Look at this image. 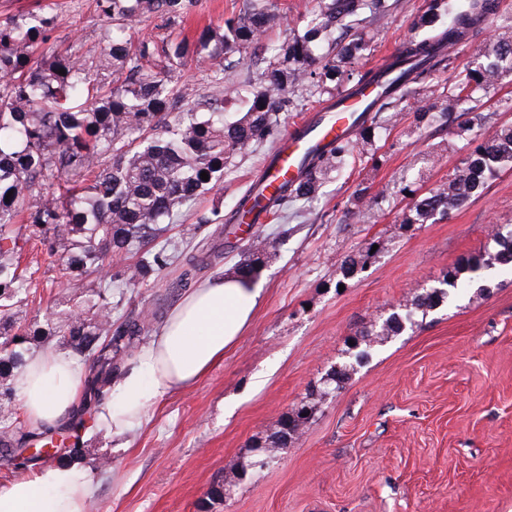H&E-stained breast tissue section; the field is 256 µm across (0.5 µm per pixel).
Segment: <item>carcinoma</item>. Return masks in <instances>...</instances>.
<instances>
[{
    "instance_id": "obj_1",
    "label": "carcinoma",
    "mask_w": 512,
    "mask_h": 512,
    "mask_svg": "<svg viewBox=\"0 0 512 512\" xmlns=\"http://www.w3.org/2000/svg\"><path fill=\"white\" fill-rule=\"evenodd\" d=\"M398 0H314L293 37L271 45L264 35L277 16L269 0H243L240 12L224 26L206 28L192 42L147 38L131 46L126 28L150 15L173 22L187 12L189 0H97L106 20L97 45L82 58L63 56L46 67L34 64V44L50 21L31 14L0 22V467L16 477L34 465L16 462L18 451L33 443L58 440L60 455L83 456L85 417H95L106 402L112 380L132 356L137 336L161 318L160 309L133 318L121 315L124 288L145 283L171 266L180 273L172 283L185 289L197 274L224 255L218 245L195 252L178 251L168 236L169 221L191 201L224 180V170L264 143L278 139L281 113L302 99H337L376 88L375 97L353 117L355 139L333 138L310 148L300 175L284 181L266 196L252 184L240 196L225 223L238 224L262 214L276 219L288 204L316 198L324 184L354 152L376 160V142L386 121L381 113L400 114V105L422 92L427 103L411 113V133L437 122L454 128L481 119L478 110L489 91L512 75V31L491 46L477 43L484 26L499 17L497 0H428L417 14L416 30L433 27L440 13L448 25L425 36H413L399 48L391 75L353 69L368 50L360 29L385 19ZM476 44L473 66L456 75L453 86L441 75L453 61L449 49ZM252 61L257 86L242 115L224 120V100L205 99L194 87H172L168 71L194 57L220 59L215 80L235 58ZM65 74H59V70ZM178 112L170 119L172 112ZM512 170V125L474 139L462 166L448 181L422 194L406 185L412 203L405 224H426L446 216L482 194L489 179ZM207 172L209 179L200 178ZM26 223H16L20 214ZM202 214L183 224L182 235H201L212 217ZM36 241L60 262L61 277L86 298L55 318L29 327L17 325L18 304L25 300L29 278L19 273L20 258ZM373 244L348 254L344 277L354 275L371 257ZM269 242L252 243L238 272L252 276L267 258ZM135 258L113 265V257ZM512 266V230L495 231L475 255L461 258L435 287L399 305L380 322L363 325L345 350L280 420L265 440L273 452L288 447L310 420L315 407L348 381L374 348L419 325V319L442 308L458 290L481 296L485 285L475 273ZM56 341L88 366L84 396L69 421L54 427L18 422L12 385L14 372L34 346Z\"/></svg>"
}]
</instances>
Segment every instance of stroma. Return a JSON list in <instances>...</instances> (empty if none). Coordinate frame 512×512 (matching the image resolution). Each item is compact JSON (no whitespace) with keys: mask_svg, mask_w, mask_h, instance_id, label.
<instances>
[{"mask_svg":"<svg viewBox=\"0 0 512 512\" xmlns=\"http://www.w3.org/2000/svg\"><path fill=\"white\" fill-rule=\"evenodd\" d=\"M242 0H192L185 17L160 16L131 26L133 39L157 34L196 38L222 25ZM426 0H399L385 21L363 33L369 49L362 68L407 39ZM49 18L36 61L85 56L105 21L95 0H0V21L29 12ZM214 61L185 60L172 82L226 101L225 119L248 95L241 58L214 83ZM512 123V111L492 113L482 126L453 138L440 162L425 169L438 127L415 138L406 124L383 131L378 165L357 156L343 165L309 203L289 205L282 219L254 225L268 238L270 257L255 277L261 305L236 346L195 385L159 398L150 423L125 448L95 423L83 432L81 459L97 486L96 512H201L214 481L242 472L231 498L212 512H512V269L492 268L484 296L463 290L420 327L376 348L343 388L332 393L305 433L262 470L253 468L256 442L318 384L364 324L387 317L422 289L436 286L458 258L479 252L492 229H512V171L491 179L484 193L430 224H407L410 205L398 189L427 170L425 188L447 180L467 156L471 137ZM270 144L237 159L218 189L182 208L170 235L200 212L229 213L263 166ZM368 215L345 220L358 185ZM384 243L363 269L343 278L342 257L372 240ZM40 269L18 315L20 325L45 322L69 292L57 258ZM175 268L130 286L126 311L162 308Z\"/></svg>","mask_w":512,"mask_h":512,"instance_id":"stroma-1","label":"stroma"}]
</instances>
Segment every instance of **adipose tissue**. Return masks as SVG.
I'll return each mask as SVG.
<instances>
[{"mask_svg": "<svg viewBox=\"0 0 512 512\" xmlns=\"http://www.w3.org/2000/svg\"><path fill=\"white\" fill-rule=\"evenodd\" d=\"M259 281L219 274L187 294L153 339L139 348L133 366L112 383L111 399L97 422L122 440L141 429L165 394L197 383L241 336L261 303ZM85 373L66 353H34L13 380L29 422L56 426L77 404ZM97 486L77 462L40 467L0 486V512H92Z\"/></svg>", "mask_w": 512, "mask_h": 512, "instance_id": "adipose-tissue-1", "label": "adipose tissue"}]
</instances>
